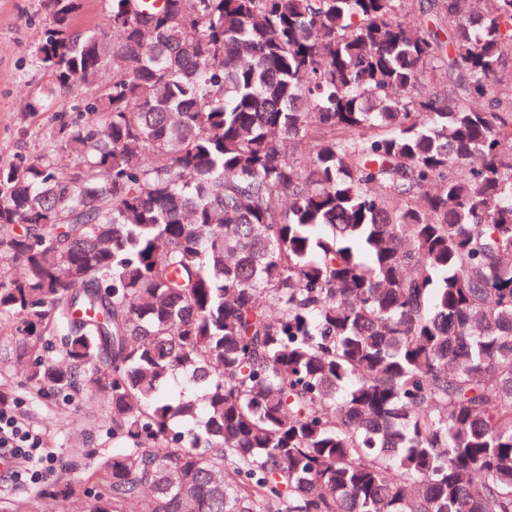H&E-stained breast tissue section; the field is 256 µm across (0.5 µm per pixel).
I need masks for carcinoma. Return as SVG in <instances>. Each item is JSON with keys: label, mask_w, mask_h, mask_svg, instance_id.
Returning a JSON list of instances; mask_svg holds the SVG:
<instances>
[{"label": "carcinoma", "mask_w": 512, "mask_h": 512, "mask_svg": "<svg viewBox=\"0 0 512 512\" xmlns=\"http://www.w3.org/2000/svg\"><path fill=\"white\" fill-rule=\"evenodd\" d=\"M41 2L0 323L109 403L68 512H512V0ZM74 24L79 30H107L109 24V0H82Z\"/></svg>", "instance_id": "obj_1"}]
</instances>
